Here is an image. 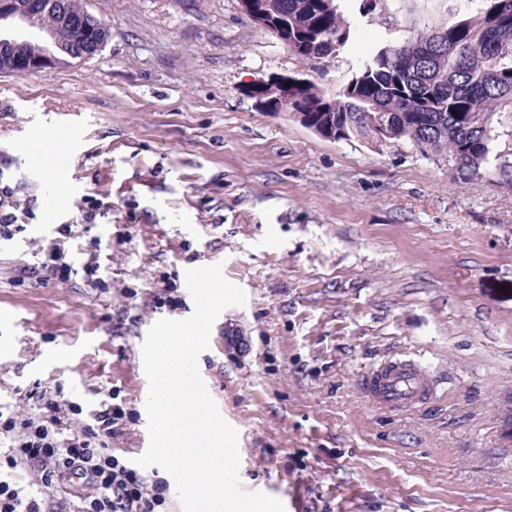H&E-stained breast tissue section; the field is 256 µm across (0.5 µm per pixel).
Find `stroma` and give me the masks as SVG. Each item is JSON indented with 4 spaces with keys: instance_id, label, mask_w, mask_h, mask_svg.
<instances>
[{
    "instance_id": "stroma-1",
    "label": "stroma",
    "mask_w": 512,
    "mask_h": 512,
    "mask_svg": "<svg viewBox=\"0 0 512 512\" xmlns=\"http://www.w3.org/2000/svg\"><path fill=\"white\" fill-rule=\"evenodd\" d=\"M110 26L96 57L0 74V184L33 217L0 240V410L62 386L93 410L120 389L148 446L141 345L195 306L186 272L221 264L246 295L198 368L238 432L250 492L305 512H512V183H466L403 141H330L262 112L241 86L301 75L335 93L358 59L467 11L468 0H337L357 40L310 65L239 0H84ZM53 170L64 204L47 211ZM97 200L94 221L79 218ZM83 274L31 270L62 224ZM179 290L175 310L147 291ZM437 382L426 407H372L357 377L385 356Z\"/></svg>"
}]
</instances>
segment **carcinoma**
I'll use <instances>...</instances> for the list:
<instances>
[{
  "instance_id": "1",
  "label": "carcinoma",
  "mask_w": 512,
  "mask_h": 512,
  "mask_svg": "<svg viewBox=\"0 0 512 512\" xmlns=\"http://www.w3.org/2000/svg\"><path fill=\"white\" fill-rule=\"evenodd\" d=\"M473 15L425 27L404 41L358 60L340 89L327 94L315 82L291 84L286 100L306 122H329L346 139L373 134L371 118L391 113L396 141L448 153L458 179L469 183L497 172L491 164L494 136L471 117L504 108L512 112V0H479ZM278 27L288 49L321 62L348 46L351 23L336 0H280ZM498 33L489 49L488 30Z\"/></svg>"
}]
</instances>
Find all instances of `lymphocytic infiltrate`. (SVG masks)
Returning a JSON list of instances; mask_svg holds the SVG:
<instances>
[{
	"label": "lymphocytic infiltrate",
	"mask_w": 512,
	"mask_h": 512,
	"mask_svg": "<svg viewBox=\"0 0 512 512\" xmlns=\"http://www.w3.org/2000/svg\"><path fill=\"white\" fill-rule=\"evenodd\" d=\"M27 417L0 412V512H171L167 482L131 465L115 439L137 414L107 388L90 421L62 389L32 393Z\"/></svg>",
	"instance_id": "obj_1"
}]
</instances>
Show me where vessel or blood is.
I'll return each instance as SVG.
<instances>
[{"instance_id": "vessel-or-blood-1", "label": "vessel or blood", "mask_w": 512, "mask_h": 512, "mask_svg": "<svg viewBox=\"0 0 512 512\" xmlns=\"http://www.w3.org/2000/svg\"><path fill=\"white\" fill-rule=\"evenodd\" d=\"M364 398L374 406L402 413L426 403L434 384L415 360L392 357L371 367L358 381Z\"/></svg>"}]
</instances>
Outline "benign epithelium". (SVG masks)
I'll list each match as a JSON object with an SVG mask.
<instances>
[{
    "instance_id": "1",
    "label": "benign epithelium",
    "mask_w": 512,
    "mask_h": 512,
    "mask_svg": "<svg viewBox=\"0 0 512 512\" xmlns=\"http://www.w3.org/2000/svg\"><path fill=\"white\" fill-rule=\"evenodd\" d=\"M240 8L263 28L275 24V0H240ZM5 21L19 22L39 35L35 42L25 41L35 47L31 52L19 49L18 37L0 32V74L22 76L54 69L67 58L89 60L100 54L109 38L105 19L75 8L71 0H0V24ZM257 84L274 99L285 95V82L278 76L255 78L243 91Z\"/></svg>"
}]
</instances>
